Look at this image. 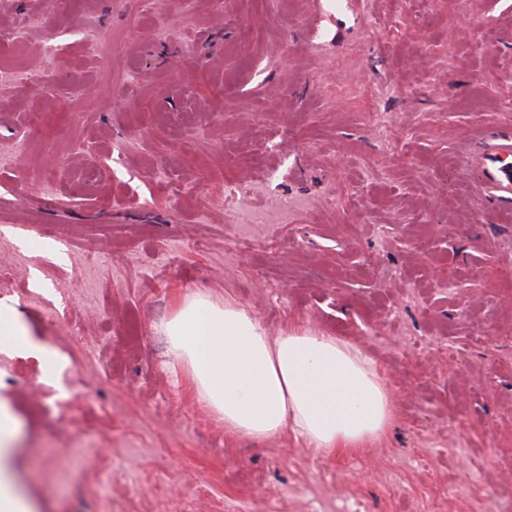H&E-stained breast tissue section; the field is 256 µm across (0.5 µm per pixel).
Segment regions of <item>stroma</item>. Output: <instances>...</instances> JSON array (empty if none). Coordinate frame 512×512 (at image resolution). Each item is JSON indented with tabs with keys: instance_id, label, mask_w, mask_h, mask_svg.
Returning a JSON list of instances; mask_svg holds the SVG:
<instances>
[{
	"instance_id": "35a3bbf8",
	"label": "stroma",
	"mask_w": 512,
	"mask_h": 512,
	"mask_svg": "<svg viewBox=\"0 0 512 512\" xmlns=\"http://www.w3.org/2000/svg\"><path fill=\"white\" fill-rule=\"evenodd\" d=\"M478 129L512 135V0H0V303L48 350L0 347V463L37 512H512ZM197 293L365 349L389 433L225 435L161 332Z\"/></svg>"
}]
</instances>
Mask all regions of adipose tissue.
<instances>
[{"label":"adipose tissue","instance_id":"obj_1","mask_svg":"<svg viewBox=\"0 0 512 512\" xmlns=\"http://www.w3.org/2000/svg\"><path fill=\"white\" fill-rule=\"evenodd\" d=\"M164 332L170 365L185 370L228 435L290 434L329 457L368 448L394 422L375 360L341 337L307 326L270 337L242 306L201 295L178 307Z\"/></svg>","mask_w":512,"mask_h":512}]
</instances>
